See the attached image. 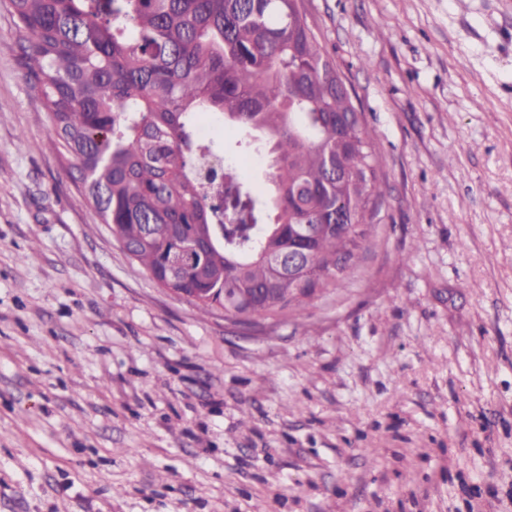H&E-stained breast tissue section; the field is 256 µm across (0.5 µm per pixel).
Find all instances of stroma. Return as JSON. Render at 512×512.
I'll return each mask as SVG.
<instances>
[{"label":"stroma","mask_w":512,"mask_h":512,"mask_svg":"<svg viewBox=\"0 0 512 512\" xmlns=\"http://www.w3.org/2000/svg\"><path fill=\"white\" fill-rule=\"evenodd\" d=\"M303 3L385 194L346 287L251 326L101 224L0 9V512H512V0Z\"/></svg>","instance_id":"35a3bbf8"}]
</instances>
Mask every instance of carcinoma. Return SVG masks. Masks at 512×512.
Instances as JSON below:
<instances>
[{
    "instance_id": "1",
    "label": "carcinoma",
    "mask_w": 512,
    "mask_h": 512,
    "mask_svg": "<svg viewBox=\"0 0 512 512\" xmlns=\"http://www.w3.org/2000/svg\"><path fill=\"white\" fill-rule=\"evenodd\" d=\"M302 0H0L43 99L58 151L73 160L83 196L150 277L175 241L186 260L177 287L228 297L270 288L237 308L262 320L314 295L275 279L263 256L288 245L293 225L314 230L315 287H345L384 187L372 138L324 54ZM351 123L336 128V114ZM269 146L255 183L228 166L226 200L202 175L212 116ZM340 160V173L328 163ZM344 228L329 231L332 216Z\"/></svg>"
}]
</instances>
